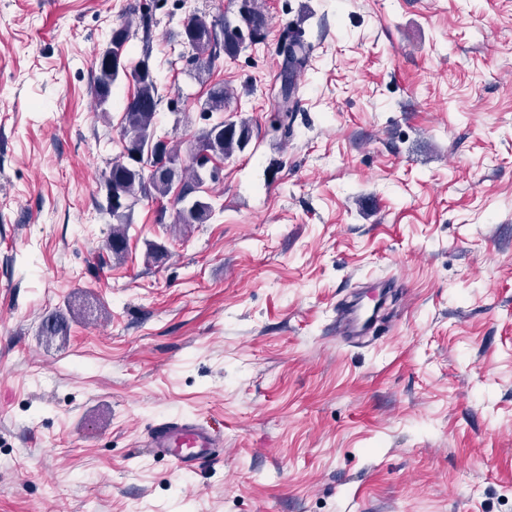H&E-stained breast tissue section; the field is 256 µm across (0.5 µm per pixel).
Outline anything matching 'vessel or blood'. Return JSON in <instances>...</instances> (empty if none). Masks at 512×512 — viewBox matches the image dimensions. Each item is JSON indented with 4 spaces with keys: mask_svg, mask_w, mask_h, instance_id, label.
<instances>
[{
    "mask_svg": "<svg viewBox=\"0 0 512 512\" xmlns=\"http://www.w3.org/2000/svg\"><path fill=\"white\" fill-rule=\"evenodd\" d=\"M375 322V309L360 304L341 308L336 315L337 326L352 337L367 334ZM145 445L166 457L176 470L189 472L208 461L211 449L221 447L222 439L198 420L163 416L153 425Z\"/></svg>",
    "mask_w": 512,
    "mask_h": 512,
    "instance_id": "b4317fda",
    "label": "vessel or blood"
}]
</instances>
